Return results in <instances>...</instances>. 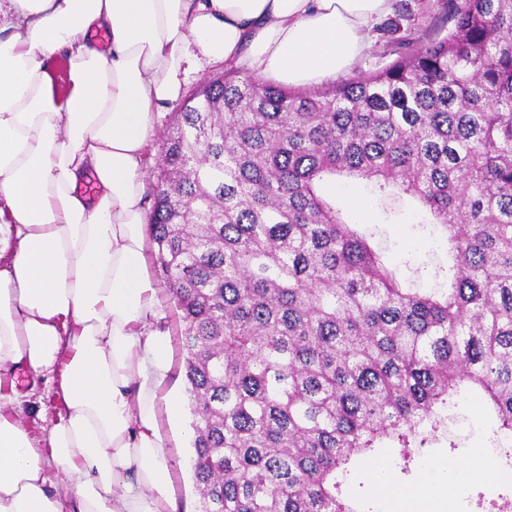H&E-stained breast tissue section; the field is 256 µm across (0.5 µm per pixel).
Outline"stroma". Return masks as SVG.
Instances as JSON below:
<instances>
[{
  "instance_id": "35a3bbf8",
  "label": "stroma",
  "mask_w": 512,
  "mask_h": 512,
  "mask_svg": "<svg viewBox=\"0 0 512 512\" xmlns=\"http://www.w3.org/2000/svg\"><path fill=\"white\" fill-rule=\"evenodd\" d=\"M452 0H391V10L373 23L368 33V48L354 64L353 73L381 70L408 53L419 38L445 36L451 26ZM336 199L346 208L353 223L380 250L398 281L408 288H443L447 285L448 247L438 226L418 223L407 205H393L384 210L375 200L373 190L362 183L337 182ZM164 327L172 334L173 363L170 384L182 405L181 425L192 423L189 396L184 377L186 355L185 324L173 301H165ZM21 391L30 392L23 406L24 421L34 436L57 420L63 404L53 385L33 381L20 373ZM448 428L429 435L418 447L411 462H403L395 442H385L367 458L355 460L343 477V493L364 512H406L402 499L383 502L373 481V464L385 462L392 473L395 491H426L431 471L451 461L470 464L465 480L445 496L444 512H492L499 496L512 497V482L488 477L487 469L501 470L499 452L490 461L474 459L472 452L487 447L494 436L495 424L486 415L478 397L462 396L450 409ZM191 445L183 443L174 450V489L179 512H198L199 496L194 486L190 460Z\"/></svg>"
}]
</instances>
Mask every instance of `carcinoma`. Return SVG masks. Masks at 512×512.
I'll use <instances>...</instances> for the list:
<instances>
[{
	"mask_svg": "<svg viewBox=\"0 0 512 512\" xmlns=\"http://www.w3.org/2000/svg\"><path fill=\"white\" fill-rule=\"evenodd\" d=\"M374 74L291 89L227 76L165 139L150 236L182 312L199 512H361L338 480L410 461L463 387L512 433V0ZM338 176L408 195L448 288H405L336 208Z\"/></svg>",
	"mask_w": 512,
	"mask_h": 512,
	"instance_id": "1",
	"label": "carcinoma"
}]
</instances>
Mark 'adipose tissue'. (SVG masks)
Instances as JSON below:
<instances>
[{
  "label": "adipose tissue",
  "instance_id": "1",
  "mask_svg": "<svg viewBox=\"0 0 512 512\" xmlns=\"http://www.w3.org/2000/svg\"><path fill=\"white\" fill-rule=\"evenodd\" d=\"M389 0H0V377L60 374L45 442L0 387V512H175L145 153L203 64L346 75ZM105 32L106 45L93 35ZM68 63L56 92L47 63ZM54 467H47V460Z\"/></svg>",
  "mask_w": 512,
  "mask_h": 512
}]
</instances>
